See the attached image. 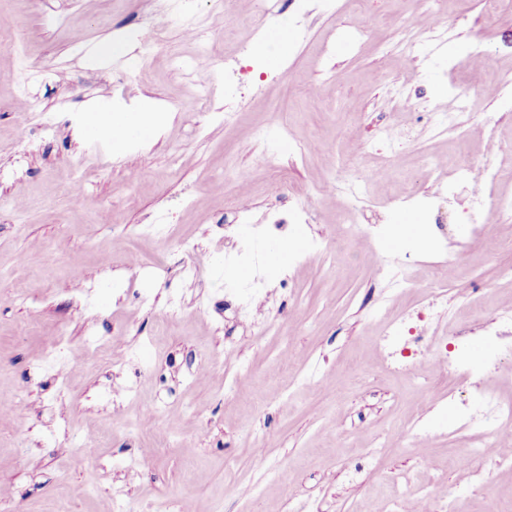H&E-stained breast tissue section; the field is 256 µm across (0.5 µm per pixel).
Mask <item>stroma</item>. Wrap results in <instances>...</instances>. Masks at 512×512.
Listing matches in <instances>:
<instances>
[{
	"label": "stroma",
	"mask_w": 512,
	"mask_h": 512,
	"mask_svg": "<svg viewBox=\"0 0 512 512\" xmlns=\"http://www.w3.org/2000/svg\"><path fill=\"white\" fill-rule=\"evenodd\" d=\"M303 11H257L253 0H194L209 31L214 66L181 76L177 60L199 51L180 25L142 54L140 40L156 15L154 0H0V13L18 28L0 30V400L18 402L0 423V488L21 512H52L57 499L72 512H114L117 497L169 502L180 512H378L404 490L396 477L413 475V491L465 493L461 444L448 436L447 414L433 418L426 449L374 448L370 437L410 429L419 413L407 403L408 382L375 353L385 321L421 304L437 286L447 289V310L429 330L447 341L454 329H482L501 308L512 307V284L497 281L512 265V250L479 239L465 249L457 278L441 284L433 246L403 232L387 239L374 261L400 260L405 248L420 261L407 271L413 288L388 305L373 299L374 262L362 247L349 253H311L304 245L287 263L246 266L224 260V242L240 197L251 200L249 226L287 211L298 196L314 203L298 235L335 240L343 224H391L402 214L421 218L408 194H431L436 154L448 163L478 162L485 118L499 117L497 138L508 147L497 158L495 189L512 193V0L490 13L484 0H444L442 38L410 46L404 25L433 0H303ZM359 14L378 21L366 44L342 22ZM288 29V43L264 53L267 28ZM111 41V57L93 48ZM481 50L487 66L474 115L456 127L430 126V112L454 109L455 83H468L467 56ZM417 62L404 66L407 52ZM124 70L126 82L113 86ZM279 77L270 83L260 71ZM211 87L210 115L200 112ZM33 102L26 124L12 104L18 91ZM236 114L225 125L224 110ZM152 111L154 135L106 150L88 137L89 113ZM285 126L291 141L319 142L323 152L294 153L280 146L264 159L260 127ZM411 127L413 142L380 140L381 127ZM359 156L373 169L394 164L410 171L365 188L366 201L342 214L320 194L327 156ZM222 193H214L215 183ZM79 194H70L71 186ZM164 218L161 242L142 225ZM121 248H114L115 235ZM112 254L103 276L101 251ZM163 268L161 278L137 275L129 256ZM195 264L196 280L183 276ZM264 275V295L242 317L224 308V282L248 284ZM289 277L290 288L280 280ZM149 293L142 305L140 293ZM293 318L281 331L268 325L280 311ZM64 334L66 348L51 372L38 358ZM117 341L111 363L86 365L90 334ZM315 380L294 388L297 365H278L283 350ZM210 374L191 379L198 366ZM191 406L190 419L162 425L155 409ZM196 435L183 447L179 435ZM97 438L89 462L73 464L74 436ZM265 445L264 461L253 450ZM486 492L472 496L470 512H512V471L490 457L479 465ZM290 472L281 484V472Z\"/></svg>",
	"instance_id": "1"
}]
</instances>
